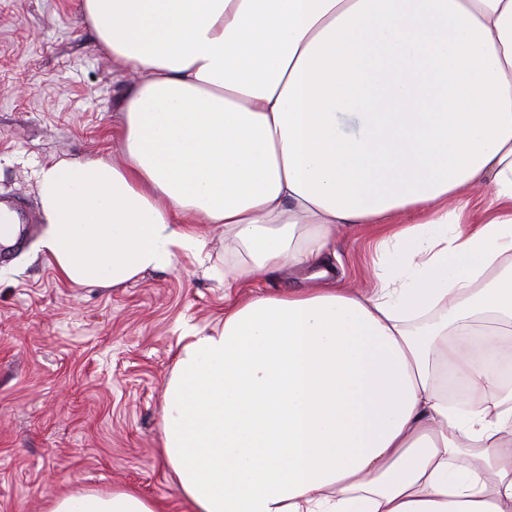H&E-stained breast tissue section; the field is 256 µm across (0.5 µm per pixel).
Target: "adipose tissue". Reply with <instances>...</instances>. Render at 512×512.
<instances>
[{
    "label": "adipose tissue",
    "mask_w": 512,
    "mask_h": 512,
    "mask_svg": "<svg viewBox=\"0 0 512 512\" xmlns=\"http://www.w3.org/2000/svg\"><path fill=\"white\" fill-rule=\"evenodd\" d=\"M135 75L120 161L42 167L59 278L117 287L209 225L246 289L190 329L161 452L190 512H512V0H80ZM382 228L407 277L332 285L338 228ZM466 394L448 402V374ZM48 512H157L132 489Z\"/></svg>",
    "instance_id": "ef3b65f1"
}]
</instances>
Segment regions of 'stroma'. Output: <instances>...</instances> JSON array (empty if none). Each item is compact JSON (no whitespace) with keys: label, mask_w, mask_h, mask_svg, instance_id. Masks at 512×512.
Here are the masks:
<instances>
[{"label":"stroma","mask_w":512,"mask_h":512,"mask_svg":"<svg viewBox=\"0 0 512 512\" xmlns=\"http://www.w3.org/2000/svg\"><path fill=\"white\" fill-rule=\"evenodd\" d=\"M132 82L97 50L77 0H0V196L29 219L0 251V512L120 488L189 512L159 452L164 382L185 329L224 318L229 245L209 235L206 264L184 258L117 288L72 287L37 249L39 168L115 157ZM335 250L337 285L391 270L373 265L369 231H340Z\"/></svg>","instance_id":"obj_1"}]
</instances>
